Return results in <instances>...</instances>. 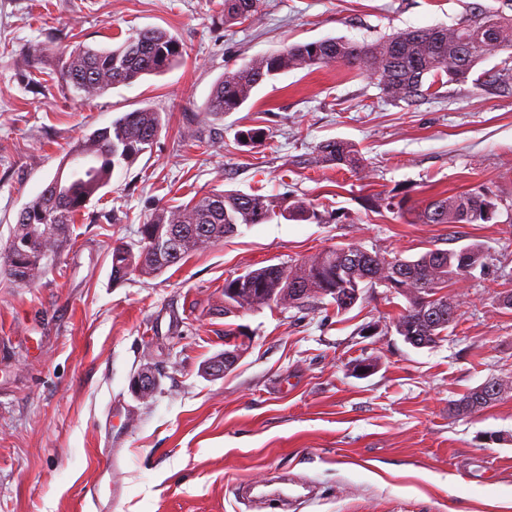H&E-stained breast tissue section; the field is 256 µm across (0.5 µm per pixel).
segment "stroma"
Listing matches in <instances>:
<instances>
[{
  "label": "stroma",
  "instance_id": "obj_1",
  "mask_svg": "<svg viewBox=\"0 0 512 512\" xmlns=\"http://www.w3.org/2000/svg\"><path fill=\"white\" fill-rule=\"evenodd\" d=\"M223 2L0 0V253L77 139L145 107L163 123L46 278L23 284L0 263V512H246L236 486L284 476L317 489L293 512H512V94L446 83L393 102L334 65L279 76L222 117L202 110L254 55L448 26L468 0H262L256 23L230 26ZM153 27L182 44L179 62L93 100L33 92L13 64L52 33L105 47ZM251 128L262 143H241ZM329 139L356 145L364 172L314 162ZM474 188L497 203L491 222H416L430 199ZM211 190L289 195L326 220L245 226L159 275L112 279L113 245ZM351 243L388 258L477 244L489 266L448 287L457 322L431 347L397 333L408 301L383 286L342 312L315 297L225 313V279ZM228 329L241 355L215 378ZM147 366L159 385L143 402L130 379ZM490 379L506 386L498 402L449 415ZM108 448L124 458L113 470Z\"/></svg>",
  "mask_w": 512,
  "mask_h": 512
}]
</instances>
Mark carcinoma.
Returning a JSON list of instances; mask_svg holds the SVG:
<instances>
[{
    "label": "carcinoma",
    "instance_id": "cac0c4a2",
    "mask_svg": "<svg viewBox=\"0 0 512 512\" xmlns=\"http://www.w3.org/2000/svg\"><path fill=\"white\" fill-rule=\"evenodd\" d=\"M512 0L494 8L472 0L465 14L453 25L407 29L371 43L329 38L287 46L277 52L258 54L237 68H228L213 86L202 111L209 116L234 112L247 103L264 83L293 70H314L342 64L374 78L385 97L410 102L448 77L465 83L474 67L491 53L503 51L499 69L484 73V84L512 89ZM258 0H224V23H253L258 18ZM57 59L58 86L63 92L91 100L120 85L171 68L183 56L180 42L161 28L130 33L119 45L95 49L81 44L70 47L53 40L16 56L15 66L27 84L46 89L37 61ZM162 129V116L146 107L127 112L112 125L82 137L69 155L93 159L86 170H69L62 186L50 181L17 214L5 255L12 276L25 283L42 280L51 271L50 262L71 240V224L91 200L108 186L117 169L131 168L152 149ZM314 160L326 166H344L352 172L365 170L364 159L349 142L328 140L315 147ZM497 206L479 188L459 195L432 199L417 211L421 224H483L491 221ZM276 218L287 221L321 222L317 208L298 198L212 191L194 196L179 206L157 209L140 227L139 248L117 244L112 248L111 275L115 280L137 273L155 276L177 265L204 246L238 233L239 227L265 224ZM185 230L181 242L166 250L157 244L174 228ZM470 270L485 269L478 245L459 250L430 249L413 259L399 255L373 254L349 244L314 253L295 264H271L224 281V288L239 290V299L226 295L233 309H258L279 305L277 295L296 294L295 304L319 296L329 297L344 309L340 294L348 288H374L398 279L406 289L408 306L397 323L411 324L420 341L430 346L441 340L457 316H448L449 283L465 276L463 253Z\"/></svg>",
    "mask_w": 512,
    "mask_h": 512
}]
</instances>
